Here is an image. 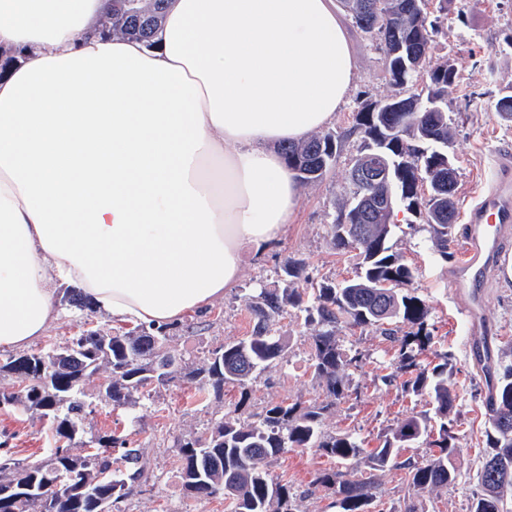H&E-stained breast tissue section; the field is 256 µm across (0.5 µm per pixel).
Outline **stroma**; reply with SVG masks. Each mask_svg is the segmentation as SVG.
Returning <instances> with one entry per match:
<instances>
[{
	"instance_id": "35a3bbf8",
	"label": "stroma",
	"mask_w": 512,
	"mask_h": 512,
	"mask_svg": "<svg viewBox=\"0 0 512 512\" xmlns=\"http://www.w3.org/2000/svg\"><path fill=\"white\" fill-rule=\"evenodd\" d=\"M339 17L350 40L354 84L346 103L330 124L331 130L346 131L353 124L356 97L391 95L392 87L383 74V64L371 38L352 26L347 12ZM448 35L439 39L434 60H449L458 83L448 94L453 117V139L448 147L458 168L456 190L457 220L448 232V258L434 252L429 225L398 221L390 244L415 274L410 285L427 304L428 326L435 336L433 352L421 355V363L433 362L435 352L448 355V384L456 395L454 443L458 449L455 483L429 490H409L403 471L388 469L375 473L377 503L381 512H398L404 497H412L425 512H468L477 488L476 473L486 451V397L488 388L468 347V321L458 311L449 280L465 235L466 213L489 179L497 154L512 148V122L501 119L493 108L499 87L512 85V52H499L503 39L512 35V0H451L448 6ZM362 146L359 137L345 139L326 177L302 186L299 204L284 233L263 254L243 253L241 277L205 311L186 314L181 327L172 331L170 348L183 363L203 365L220 345L248 336L252 329L249 306L261 289L283 285L282 266L286 260L299 261L302 270L293 280L305 288L322 279L340 281L354 277L359 259L355 252L337 253L330 244V224L336 206L348 186L349 170ZM60 316L36 348L77 335L88 327L103 334L130 330L127 322L110 316L82 312L59 299ZM482 319L488 329L493 362L512 364V255L502 259L493 284L483 293ZM279 335L288 339L286 358L261 373L252 383L251 400L239 406L237 389L225 388L223 395L206 401L194 399L189 385L152 389L138 408V422L127 411L112 410L98 394L97 377L84 384L92 404L83 428L88 432L122 429L135 433L146 450L145 465L151 476L146 490L124 502L125 512H227L223 499L198 500L185 494L179 479V462L174 441L184 437L207 436L220 420H254L270 403L281 400L319 402L324 398L322 383L313 375L310 354L317 324L307 322L300 308H287L274 322ZM336 340L350 354H360L358 366L348 367L344 381L347 398L337 401L322 417L328 434H352L362 448L372 449L390 428L404 419L433 410L429 393L409 395L400 384L387 385L383 375L396 371V346L374 326L340 324ZM9 437L16 458L32 461L51 445V423L32 413L0 408V438ZM334 460L313 450H287L261 467L277 480L288 481L294 492L295 512H338L333 495L315 490L311 481L317 471L334 467Z\"/></svg>"
}]
</instances>
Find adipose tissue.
Masks as SVG:
<instances>
[{
    "label": "adipose tissue",
    "mask_w": 512,
    "mask_h": 512,
    "mask_svg": "<svg viewBox=\"0 0 512 512\" xmlns=\"http://www.w3.org/2000/svg\"><path fill=\"white\" fill-rule=\"evenodd\" d=\"M112 0H0V349L75 287L113 320L206 310L290 223L276 152L353 83L332 0H168L152 42L100 35Z\"/></svg>",
    "instance_id": "1"
}]
</instances>
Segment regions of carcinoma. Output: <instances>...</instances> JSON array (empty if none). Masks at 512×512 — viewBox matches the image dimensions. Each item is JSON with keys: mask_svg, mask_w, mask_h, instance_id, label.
<instances>
[{"mask_svg": "<svg viewBox=\"0 0 512 512\" xmlns=\"http://www.w3.org/2000/svg\"><path fill=\"white\" fill-rule=\"evenodd\" d=\"M352 23L371 37L381 56L385 80L395 93L359 102L355 123L348 131H328L307 141L280 146L285 164L298 184L320 180L336 161L342 139L361 135L363 147L353 164L369 167L392 164L394 209L429 224L438 257L448 260V230L456 223L457 179H448V143L452 119L448 90L456 70L444 60L429 70V82L418 72L430 63L436 39L444 34L448 0H436L427 11L422 0H343ZM166 0H112L104 32L150 40L159 27ZM494 110L512 121V85L494 97ZM381 188L350 178L347 198L330 224L331 244L343 253L358 252L356 277L340 283L322 281L311 292L297 288L261 289L251 305V334L210 353L204 366L159 371L176 361L167 347L171 327L143 326L136 334L112 335L86 330L44 349L12 354L0 360V374L13 380V390L0 392V404L21 408L52 421L53 444L46 457L21 462L0 455V512H123L119 504L142 491L149 475L141 464L144 449L126 435L105 432L85 438L81 420L88 407L83 383L99 376L101 397L115 409H132L153 384L194 386L195 396L221 395L232 385L240 401L248 399L256 374L283 361L287 343L270 328L272 318L286 307L305 306L309 321L319 326L313 337L311 367L325 385V404L280 401L265 407L253 422L224 420L214 424L204 440L176 442L180 478L185 491L198 498L222 497L230 512H293L288 484L275 481L259 467L288 448H314L339 461L356 458L360 445L350 434L327 435L321 416L347 396L341 372L358 362L336 341V325L375 326L398 343L397 358L408 378L405 392L424 390L434 400V416H413L387 432L368 455L370 470L396 467L405 471L408 487L425 490L456 480L455 395L448 387V362L431 370L419 357L434 344L427 330L429 310L408 289L414 279L410 266L392 250L389 239L393 213L382 200L370 210L354 203ZM311 295L309 304L304 297ZM409 326L403 336L393 324ZM488 378V451L478 472V490L469 512H506L505 496L512 493V365L497 373L485 367ZM430 448L423 463L399 460L400 450L416 442ZM87 448L84 455L73 445ZM313 485L332 490L341 512H372L373 478L351 471L325 469Z\"/></svg>", "mask_w": 512, "mask_h": 512, "instance_id": "obj_1", "label": "carcinoma"}]
</instances>
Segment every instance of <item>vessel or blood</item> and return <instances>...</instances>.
I'll return each mask as SVG.
<instances>
[{"label":"vessel or blood","instance_id":"vessel-or-blood-1","mask_svg":"<svg viewBox=\"0 0 512 512\" xmlns=\"http://www.w3.org/2000/svg\"><path fill=\"white\" fill-rule=\"evenodd\" d=\"M512 233V157L504 158L479 202L469 213L468 233L453 267L451 279L462 297L468 318L471 349H478L482 332L480 290L506 254V236Z\"/></svg>","mask_w":512,"mask_h":512}]
</instances>
